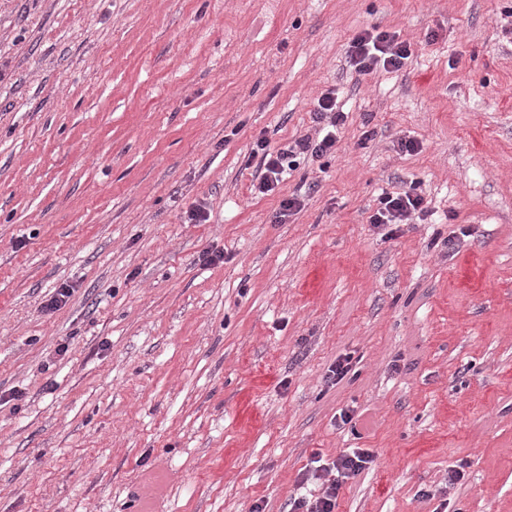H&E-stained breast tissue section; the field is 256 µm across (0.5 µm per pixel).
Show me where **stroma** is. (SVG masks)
I'll return each mask as SVG.
<instances>
[{"mask_svg":"<svg viewBox=\"0 0 512 512\" xmlns=\"http://www.w3.org/2000/svg\"><path fill=\"white\" fill-rule=\"evenodd\" d=\"M329 88L335 156L254 194ZM348 448L336 512H512V0H0V512H288ZM350 67L359 75L374 70L387 72L401 70L412 55L410 45L399 41L395 32L377 27L361 29L350 40L346 52ZM418 189L419 182L413 181L402 192H383L377 208L369 216V224L376 227L410 224L414 217L426 220L430 213L428 202ZM373 463V455L368 449L353 448L334 459L324 461L320 452H314L310 466L302 473L301 485L311 480H322L319 493L293 498L288 504L290 512H334L340 488Z\"/></svg>","mask_w":512,"mask_h":512,"instance_id":"1","label":"stroma"}]
</instances>
